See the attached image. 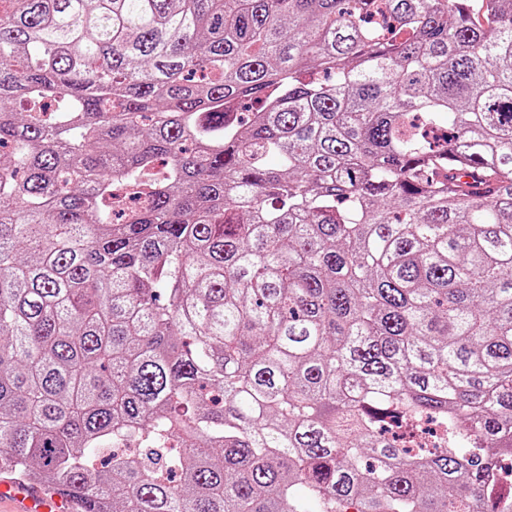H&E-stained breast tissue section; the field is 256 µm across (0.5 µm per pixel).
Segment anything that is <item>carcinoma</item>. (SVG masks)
<instances>
[{
	"instance_id": "carcinoma-1",
	"label": "carcinoma",
	"mask_w": 512,
	"mask_h": 512,
	"mask_svg": "<svg viewBox=\"0 0 512 512\" xmlns=\"http://www.w3.org/2000/svg\"><path fill=\"white\" fill-rule=\"evenodd\" d=\"M510 441L512 0L0 9V467L512 512Z\"/></svg>"
}]
</instances>
